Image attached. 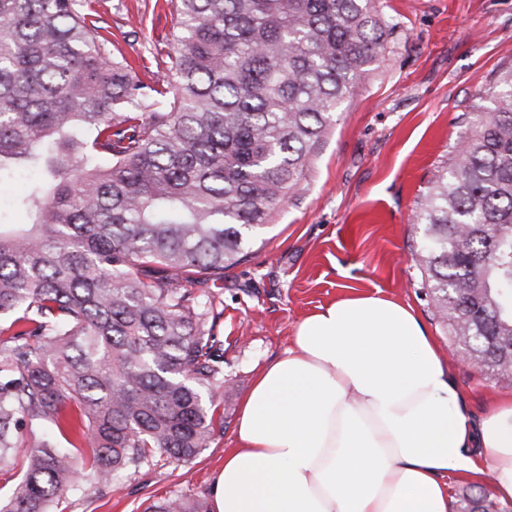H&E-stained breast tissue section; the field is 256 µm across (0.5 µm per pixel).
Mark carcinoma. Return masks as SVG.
<instances>
[{
  "label": "carcinoma",
  "mask_w": 512,
  "mask_h": 512,
  "mask_svg": "<svg viewBox=\"0 0 512 512\" xmlns=\"http://www.w3.org/2000/svg\"><path fill=\"white\" fill-rule=\"evenodd\" d=\"M88 0H0V175H41L0 222V512H52L216 431L213 299L294 190L393 26L376 0H170L143 80ZM417 207V266L453 345L512 385V69ZM79 410L76 437L64 435ZM457 512H503L483 486ZM147 512H208L173 498Z\"/></svg>",
  "instance_id": "obj_1"
}]
</instances>
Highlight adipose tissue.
<instances>
[{"instance_id": "ef3b65f1", "label": "adipose tissue", "mask_w": 512, "mask_h": 512, "mask_svg": "<svg viewBox=\"0 0 512 512\" xmlns=\"http://www.w3.org/2000/svg\"><path fill=\"white\" fill-rule=\"evenodd\" d=\"M211 512H448L444 477L493 475L512 501V394L481 420L414 307L319 306L240 406Z\"/></svg>"}]
</instances>
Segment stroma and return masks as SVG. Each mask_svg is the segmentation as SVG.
I'll use <instances>...</instances> for the list:
<instances>
[{
  "instance_id": "obj_1",
  "label": "stroma",
  "mask_w": 512,
  "mask_h": 512,
  "mask_svg": "<svg viewBox=\"0 0 512 512\" xmlns=\"http://www.w3.org/2000/svg\"><path fill=\"white\" fill-rule=\"evenodd\" d=\"M393 23L384 50L320 143L297 188L272 211L247 258L224 271L214 301L224 343V428L188 464L121 472L98 491H71L54 512H145L181 495L209 500L235 447L240 402L255 376L282 357L297 323L318 306L381 292L410 303L432 336L474 415L512 387L464 362L435 315L414 260L417 204L467 132L498 74L512 68V0H378ZM111 33L110 54L137 72L165 74L174 32L165 0H93ZM29 173L0 177V220L27 221L18 203Z\"/></svg>"
}]
</instances>
